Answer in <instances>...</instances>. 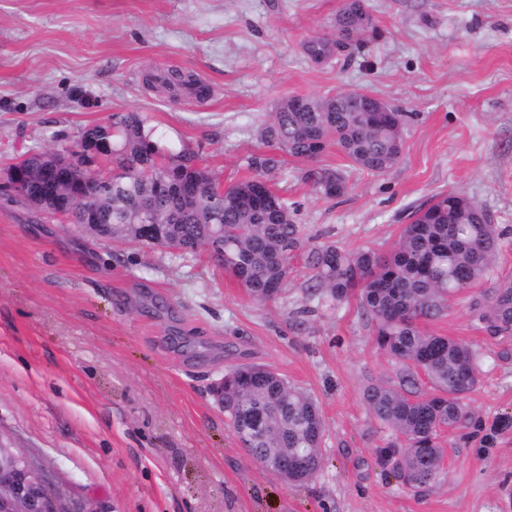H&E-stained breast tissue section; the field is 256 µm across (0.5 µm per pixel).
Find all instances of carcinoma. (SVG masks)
Segmentation results:
<instances>
[{
	"label": "carcinoma",
	"instance_id": "carcinoma-1",
	"mask_svg": "<svg viewBox=\"0 0 512 512\" xmlns=\"http://www.w3.org/2000/svg\"><path fill=\"white\" fill-rule=\"evenodd\" d=\"M364 0H351L336 14L334 30L352 26L351 39L367 29L353 25ZM336 38L312 37L303 44L310 59H329ZM295 112L290 98L279 103L260 138L289 155L318 161L329 148L342 152L358 169L382 174L398 163L411 116L406 112H360L351 91L302 97ZM111 132L112 175L96 183L67 210L82 223L90 209L99 222L112 225L115 241H141L143 225L152 224L160 248L180 244L181 253L203 250L211 232L224 226V257L216 261L255 299H274L288 279L297 255L311 270L310 292L330 303L350 297L359 302L377 346L396 364V380L371 384L365 402L392 434L381 463L406 488L428 491L442 471L440 433L477 426L465 399L480 381L476 354L449 336L425 331L420 321L441 315L450 298L489 279L499 248V232L487 213L459 192L438 195L404 225L391 249L346 251L334 243L307 247L288 204L270 187L268 175L282 164L274 153L247 158L251 175L220 192V183L197 164L194 151L164 154L136 112L115 114L112 123L86 129L80 144ZM43 153L28 151L17 163L15 196L45 188ZM307 178L327 197L342 195L346 176L336 168L317 167ZM475 319L495 334H512V281L495 283L472 296ZM430 390L418 393L420 378ZM263 415L267 432L254 448L288 453V483L314 477L322 462L323 421L314 399L262 365L241 364L224 374V414L235 431L248 414Z\"/></svg>",
	"mask_w": 512,
	"mask_h": 512
}]
</instances>
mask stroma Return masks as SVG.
Wrapping results in <instances>:
<instances>
[{
  "instance_id": "1",
  "label": "stroma",
  "mask_w": 512,
  "mask_h": 512,
  "mask_svg": "<svg viewBox=\"0 0 512 512\" xmlns=\"http://www.w3.org/2000/svg\"><path fill=\"white\" fill-rule=\"evenodd\" d=\"M345 2L0 0V440L43 466L66 512H512V335L486 331L470 293L421 326L477 353L481 429L444 432V473L419 496L380 464L390 432L363 396L395 364L356 300L308 295L302 260L260 301L205 254L97 240L10 198L16 158L118 112L228 186L281 99L362 89L412 113L401 158L374 176L329 149L319 163L348 187L327 198L309 162L283 156L270 183L306 245L387 250L412 210L456 190L501 231L492 278L512 281V0H367L373 31L312 63L304 40ZM167 70L206 97L146 84ZM241 363L319 405L308 484L269 474L228 426L213 389Z\"/></svg>"
}]
</instances>
